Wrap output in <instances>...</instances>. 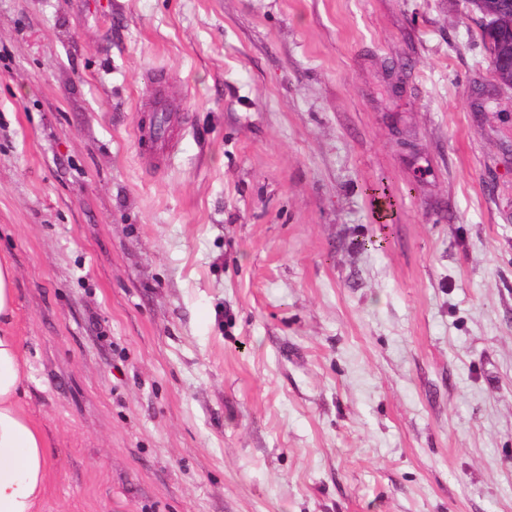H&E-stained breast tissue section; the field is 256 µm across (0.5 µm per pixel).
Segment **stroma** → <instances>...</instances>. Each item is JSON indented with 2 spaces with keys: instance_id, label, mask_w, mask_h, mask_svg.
<instances>
[{
  "instance_id": "stroma-1",
  "label": "stroma",
  "mask_w": 512,
  "mask_h": 512,
  "mask_svg": "<svg viewBox=\"0 0 512 512\" xmlns=\"http://www.w3.org/2000/svg\"><path fill=\"white\" fill-rule=\"evenodd\" d=\"M2 258L40 512H512V92L467 0H0Z\"/></svg>"
}]
</instances>
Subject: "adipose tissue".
<instances>
[{
	"label": "adipose tissue",
	"instance_id": "adipose-tissue-1",
	"mask_svg": "<svg viewBox=\"0 0 512 512\" xmlns=\"http://www.w3.org/2000/svg\"><path fill=\"white\" fill-rule=\"evenodd\" d=\"M12 265L0 261V512H38L48 492L45 434L19 403L28 360L15 332Z\"/></svg>",
	"mask_w": 512,
	"mask_h": 512
}]
</instances>
